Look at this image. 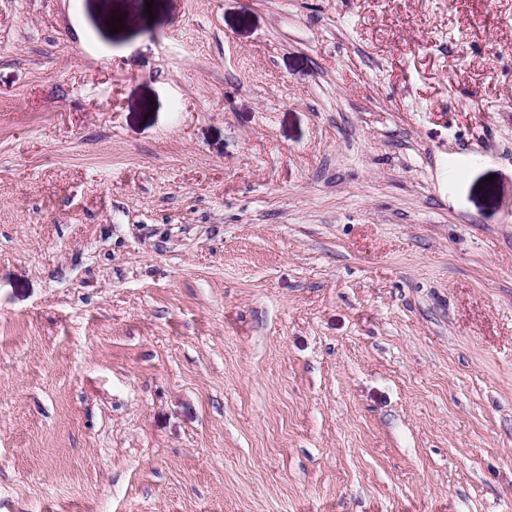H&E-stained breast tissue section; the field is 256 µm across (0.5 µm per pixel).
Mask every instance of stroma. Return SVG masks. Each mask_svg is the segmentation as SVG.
<instances>
[{
  "mask_svg": "<svg viewBox=\"0 0 512 512\" xmlns=\"http://www.w3.org/2000/svg\"><path fill=\"white\" fill-rule=\"evenodd\" d=\"M0 512H512V0H0Z\"/></svg>",
  "mask_w": 512,
  "mask_h": 512,
  "instance_id": "stroma-1",
  "label": "stroma"
}]
</instances>
